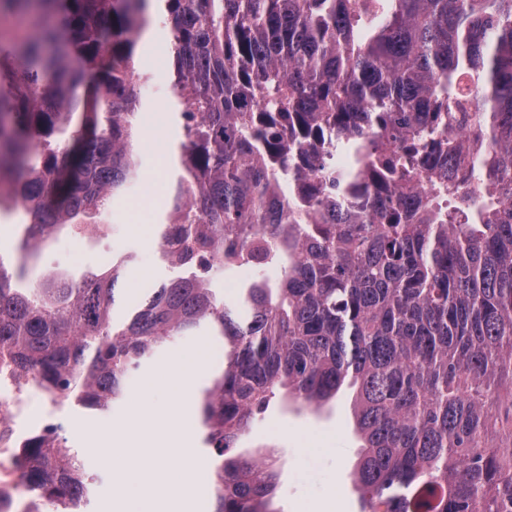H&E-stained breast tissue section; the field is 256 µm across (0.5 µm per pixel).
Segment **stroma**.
<instances>
[{
    "label": "stroma",
    "mask_w": 512,
    "mask_h": 512,
    "mask_svg": "<svg viewBox=\"0 0 512 512\" xmlns=\"http://www.w3.org/2000/svg\"><path fill=\"white\" fill-rule=\"evenodd\" d=\"M167 43L166 31L155 22L138 46L150 80L141 91L142 107L137 116L141 134L137 189L114 200L104 218L111 227L110 233H100L94 224L86 225L80 235L66 228L59 231L30 265L29 284H37L42 277L56 272L78 274L110 268L113 258L129 250L135 252L136 260L128 267L123 283L128 298H137L175 277V269L159 259V240L152 235L150 225L137 221L140 203L170 195L171 179L163 162L167 151L175 149L183 139L180 118L170 110L173 66ZM201 342V337L186 336L158 352L129 381L128 394L141 395L144 381L163 377L174 357ZM352 395V389L342 388L317 412H299L289 402H277L254 421L241 439L238 454L250 456L265 449L274 452L279 478L271 502L273 512H359L349 478L359 446L350 425ZM49 410L63 424L64 448L77 455L91 478L80 512H114L118 466L148 467L157 456V449L127 443L118 464L100 454L105 440L124 432L129 412L126 403L103 413L72 401L53 402L37 396L29 401L23 415L25 430H38Z\"/></svg>",
    "instance_id": "stroma-1"
}]
</instances>
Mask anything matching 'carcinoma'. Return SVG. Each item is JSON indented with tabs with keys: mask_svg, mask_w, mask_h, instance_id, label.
Wrapping results in <instances>:
<instances>
[{
	"mask_svg": "<svg viewBox=\"0 0 512 512\" xmlns=\"http://www.w3.org/2000/svg\"><path fill=\"white\" fill-rule=\"evenodd\" d=\"M152 1L185 138L160 258L183 276L131 304V252L34 287L0 253V358L109 412L161 347L222 340L211 512H272V455L239 437L346 383L362 512H512V0H0V212L27 259L139 179ZM238 269L258 277L226 301L213 275ZM16 464L55 512L88 493L57 436Z\"/></svg>",
	"mask_w": 512,
	"mask_h": 512,
	"instance_id": "1",
	"label": "carcinoma"
}]
</instances>
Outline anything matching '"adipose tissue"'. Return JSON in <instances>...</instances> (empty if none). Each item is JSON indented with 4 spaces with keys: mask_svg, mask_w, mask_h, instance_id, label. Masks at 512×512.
Returning <instances> with one entry per match:
<instances>
[{
    "mask_svg": "<svg viewBox=\"0 0 512 512\" xmlns=\"http://www.w3.org/2000/svg\"><path fill=\"white\" fill-rule=\"evenodd\" d=\"M213 367L208 348L197 346L176 357L166 373L170 398L164 409L153 410L144 396L133 401L129 427L136 440L147 445L160 444L164 453L152 467L119 471L118 481L126 497L150 489L160 495L159 512H191L193 485L188 481L175 483L169 458H181L190 471L197 465L196 434L191 426L195 414L193 399L200 378Z\"/></svg>",
    "mask_w": 512,
    "mask_h": 512,
    "instance_id": "1",
    "label": "adipose tissue"
}]
</instances>
